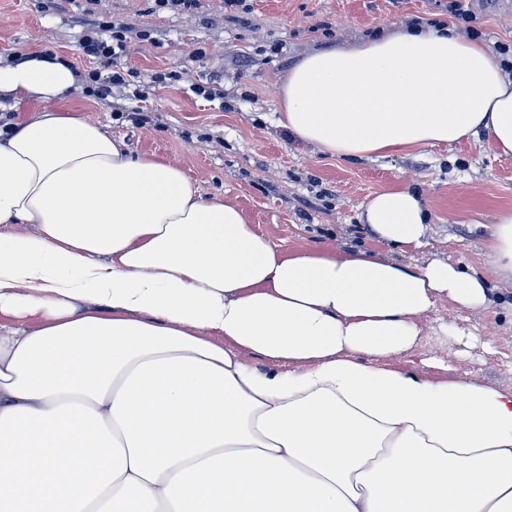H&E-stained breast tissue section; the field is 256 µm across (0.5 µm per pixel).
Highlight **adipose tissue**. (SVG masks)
Returning <instances> with one entry per match:
<instances>
[{"mask_svg":"<svg viewBox=\"0 0 512 512\" xmlns=\"http://www.w3.org/2000/svg\"><path fill=\"white\" fill-rule=\"evenodd\" d=\"M78 84L0 59V512H512V389L388 364L437 301L499 306L512 208L487 274L290 249L89 120ZM279 109L336 158L512 154V72L440 24L303 56ZM361 218L404 252L432 223L405 184Z\"/></svg>","mask_w":512,"mask_h":512,"instance_id":"adipose-tissue-1","label":"adipose tissue"}]
</instances>
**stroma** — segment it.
I'll use <instances>...</instances> for the list:
<instances>
[{
  "mask_svg": "<svg viewBox=\"0 0 512 512\" xmlns=\"http://www.w3.org/2000/svg\"><path fill=\"white\" fill-rule=\"evenodd\" d=\"M472 28L490 48L512 45V0H468ZM101 11L131 29L128 53L93 60L79 46L77 17ZM448 0H244L234 16L224 0H196L187 10L154 0H0V55L57 54L81 72L102 77L133 71L110 99L83 91L86 116L108 127L137 153L181 167L203 198L236 203L259 234L288 248L371 247L360 213L370 195L403 183L433 214L426 245L404 253L382 246L401 263L432 258L488 269L485 239L499 210L512 208V155L487 138L424 146L384 158L345 160L321 155L278 123V89L297 60L330 46L373 39L413 19H448ZM150 41H141L139 32ZM212 84L211 98L197 86ZM126 114L113 112V104ZM148 112L135 124L129 114ZM476 334L475 342L457 333ZM418 364L434 378L475 374L512 388V318L501 310H461L439 301L422 321L416 345L395 360Z\"/></svg>",
  "mask_w": 512,
  "mask_h": 512,
  "instance_id": "35a3bbf8",
  "label": "stroma"
}]
</instances>
